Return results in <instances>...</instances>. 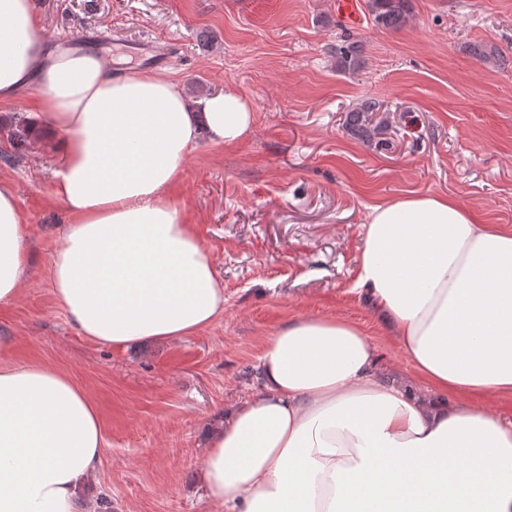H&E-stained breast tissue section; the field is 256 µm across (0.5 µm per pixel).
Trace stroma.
Here are the masks:
<instances>
[{
    "instance_id": "obj_1",
    "label": "stroma",
    "mask_w": 512,
    "mask_h": 512,
    "mask_svg": "<svg viewBox=\"0 0 512 512\" xmlns=\"http://www.w3.org/2000/svg\"><path fill=\"white\" fill-rule=\"evenodd\" d=\"M41 37L97 51L114 73L161 70L197 98L232 89L253 105L240 144L200 140L176 196L224 285V314L168 342L103 346L82 336L47 276L66 222L53 195L50 147L8 137L35 92L0 103V182L12 184L30 228L33 266L17 300L0 306L10 358L66 371L96 403L105 450L85 487L112 512H210L197 477L212 428L260 385L258 357L288 320L326 316L359 325L376 345L375 373L426 393L399 341L354 291L371 207L411 193L455 198L485 224L512 228V0H413L397 30H350L334 0H35ZM361 68L329 57L344 34ZM372 98L383 130L351 136L348 108Z\"/></svg>"
}]
</instances>
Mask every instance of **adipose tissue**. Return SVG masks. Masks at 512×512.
I'll list each match as a JSON object with an SVG mask.
<instances>
[{
	"label": "adipose tissue",
	"mask_w": 512,
	"mask_h": 512,
	"mask_svg": "<svg viewBox=\"0 0 512 512\" xmlns=\"http://www.w3.org/2000/svg\"><path fill=\"white\" fill-rule=\"evenodd\" d=\"M37 90L67 216L48 278L100 345L191 336L224 286L172 189L200 139L235 145L254 112L234 91L189 101L155 71L113 74L94 52L47 48L33 0H0V102ZM31 262L30 230L0 183V305ZM355 286L434 399L374 376L355 323L288 321L258 357L261 384L209 439L212 512H512V421L469 398L512 399V229L428 193L373 206ZM0 335V512H95L81 494L105 438L64 371L7 357Z\"/></svg>",
	"instance_id": "adipose-tissue-1"
}]
</instances>
